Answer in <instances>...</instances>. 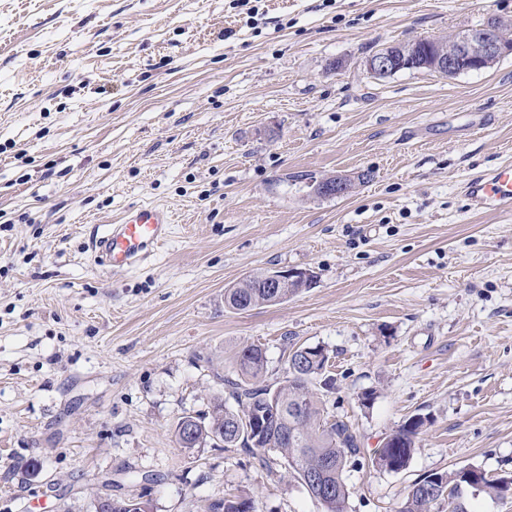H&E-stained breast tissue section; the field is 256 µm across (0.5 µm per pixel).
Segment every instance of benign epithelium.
I'll return each instance as SVG.
<instances>
[{"instance_id":"obj_1","label":"benign epithelium","mask_w":512,"mask_h":512,"mask_svg":"<svg viewBox=\"0 0 512 512\" xmlns=\"http://www.w3.org/2000/svg\"><path fill=\"white\" fill-rule=\"evenodd\" d=\"M512 54V39L504 34V25L491 17L479 28L459 33L445 41L421 39L408 44L393 45L379 50L366 59L367 68L378 77L401 71L424 69L446 76L480 71L498 59ZM321 196H341L346 193L341 177L330 176L316 187ZM262 287L276 297L282 288L303 290L312 287L315 276L308 270H266L259 276Z\"/></svg>"}]
</instances>
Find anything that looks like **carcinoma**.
<instances>
[{
    "label": "carcinoma",
    "mask_w": 512,
    "mask_h": 512,
    "mask_svg": "<svg viewBox=\"0 0 512 512\" xmlns=\"http://www.w3.org/2000/svg\"><path fill=\"white\" fill-rule=\"evenodd\" d=\"M257 281L246 278L234 288L224 292V305L236 311H245L260 305H274L276 301ZM304 346L289 350L281 379L267 383V358L259 345L241 349L236 360V379H225L229 395L238 406L229 410L220 402L214 406L208 422L196 426L198 436L187 446L175 436L179 447L192 452L208 444L210 434L224 435V447L244 448L262 456L276 452L287 461V474L301 480L308 473L331 464L327 478L330 490L317 487L311 494L327 508V512H340V505L349 496L346 483L348 463L361 454L357 437L349 425L339 419H329L312 389V381L325 374L329 355L322 347H310L303 355ZM426 419L410 418L396 434L387 437L371 458L373 466L386 471L405 469L416 449L417 437ZM460 471L435 472L415 481L410 487L398 512H431L433 502L424 495L427 487H437L441 499L448 501V512H468ZM511 480L505 477L482 479L480 493L495 499L504 494ZM208 512H256L254 501L238 495L211 503Z\"/></svg>",
    "instance_id": "1"
}]
</instances>
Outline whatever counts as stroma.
I'll return each mask as SVG.
<instances>
[{
	"label": "stroma",
	"instance_id": "35a3bbf8",
	"mask_svg": "<svg viewBox=\"0 0 512 512\" xmlns=\"http://www.w3.org/2000/svg\"><path fill=\"white\" fill-rule=\"evenodd\" d=\"M491 17L512 0H0V512L245 493L326 512L276 453L175 442L180 418L235 409L224 380L251 344L271 382L290 345L328 351L318 396L362 450L344 512H398L436 471L512 474V214L461 193L512 162V56L452 77L364 65ZM331 175L352 191L316 194ZM146 202L171 237L98 266L92 234ZM291 268L315 285L225 307ZM416 415L406 469L373 467ZM258 280L262 288H257V281L251 279L250 276L234 288L225 290L224 305L232 310L245 311L260 305L278 304L281 299H287L295 291L294 288H298L297 292L311 288L315 283V276L309 270H266L261 273ZM265 288L276 297L281 298L273 300ZM280 288H286L283 291L284 294H287L288 290L290 294L286 297L281 296Z\"/></svg>",
	"mask_w": 512,
	"mask_h": 512
}]
</instances>
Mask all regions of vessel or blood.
<instances>
[{
    "mask_svg": "<svg viewBox=\"0 0 512 512\" xmlns=\"http://www.w3.org/2000/svg\"><path fill=\"white\" fill-rule=\"evenodd\" d=\"M464 193L472 209L512 213V164L470 176ZM173 215L165 207L139 204L130 207L119 223L93 235L91 247L99 262L114 271L132 268L148 259L167 241Z\"/></svg>",
    "mask_w": 512,
    "mask_h": 512,
    "instance_id": "vessel-or-blood-1",
    "label": "vessel or blood"
}]
</instances>
